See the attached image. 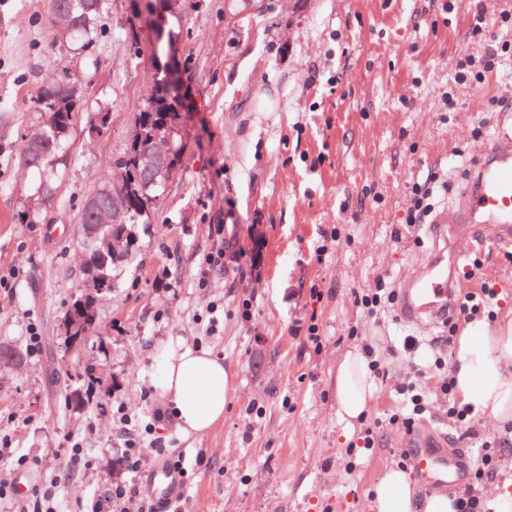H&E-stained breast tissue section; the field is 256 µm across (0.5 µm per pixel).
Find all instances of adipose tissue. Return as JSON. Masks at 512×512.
I'll return each mask as SVG.
<instances>
[{
	"instance_id": "ef3b65f1",
	"label": "adipose tissue",
	"mask_w": 512,
	"mask_h": 512,
	"mask_svg": "<svg viewBox=\"0 0 512 512\" xmlns=\"http://www.w3.org/2000/svg\"><path fill=\"white\" fill-rule=\"evenodd\" d=\"M456 393L498 425L512 420V318L493 333L475 330L459 336L451 356ZM376 391L367 357L360 350L345 353L336 368V414L353 423L366 414ZM160 392L185 432L203 435L224 417L234 388L222 360L204 350L169 355L163 365ZM373 512H452L448 493L420 496L405 472L390 469L375 488Z\"/></svg>"
}]
</instances>
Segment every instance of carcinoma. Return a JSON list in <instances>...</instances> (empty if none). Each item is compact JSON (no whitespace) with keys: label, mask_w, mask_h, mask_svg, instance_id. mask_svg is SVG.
<instances>
[{"label":"carcinoma","mask_w":512,"mask_h":512,"mask_svg":"<svg viewBox=\"0 0 512 512\" xmlns=\"http://www.w3.org/2000/svg\"><path fill=\"white\" fill-rule=\"evenodd\" d=\"M111 0H48V14L55 43L67 48L70 58L95 65L93 49L105 31L111 12ZM181 6L167 9L160 16L166 40L176 42L174 26L181 22ZM84 101L73 88L69 71L62 68L41 85L35 111L39 112L38 134L27 137L21 157L28 171V217L37 224L43 210L55 199L64 176L72 163L71 149L78 133ZM181 113L179 101L166 80L157 77L137 115L135 132L125 151L112 159L111 174H121L120 187L107 179L86 197L91 205L78 211L81 254L87 284L68 304L64 318L86 317L88 331L98 321L101 298L113 288V273L129 263L137 243L136 229L152 224L157 201L166 186L179 174L185 144L179 135ZM167 138L173 152L168 157L154 153L156 140ZM118 217L116 235L123 248L110 249L107 234L110 226L98 223L99 215Z\"/></svg>","instance_id":"cac0c4a2"}]
</instances>
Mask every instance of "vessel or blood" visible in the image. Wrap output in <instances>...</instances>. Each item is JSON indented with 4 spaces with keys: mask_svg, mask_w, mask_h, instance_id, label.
<instances>
[{
    "mask_svg": "<svg viewBox=\"0 0 512 512\" xmlns=\"http://www.w3.org/2000/svg\"><path fill=\"white\" fill-rule=\"evenodd\" d=\"M452 224L468 242L512 245V132L498 133L491 145L480 150L459 203L443 209L433 220L434 230L442 234ZM454 262V255L440 250L422 275L406 285L400 309L404 319L413 323H438L447 317ZM401 445L406 448L413 471L421 481L461 480L468 474L467 456L440 452L429 432L409 433ZM146 485L152 500L160 507L172 504L184 491L182 477L161 461L148 473Z\"/></svg>",
    "mask_w": 512,
    "mask_h": 512,
    "instance_id": "obj_1",
    "label": "vessel or blood"
}]
</instances>
